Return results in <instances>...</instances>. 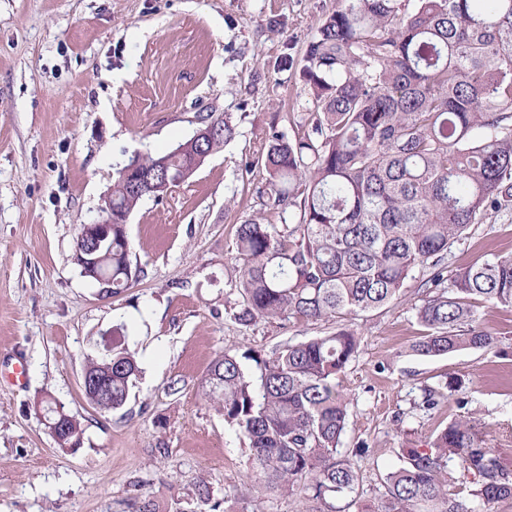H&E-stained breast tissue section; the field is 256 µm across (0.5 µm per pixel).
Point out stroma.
<instances>
[{"label":"stroma","instance_id":"obj_1","mask_svg":"<svg viewBox=\"0 0 512 512\" xmlns=\"http://www.w3.org/2000/svg\"><path fill=\"white\" fill-rule=\"evenodd\" d=\"M337 0H0V512H132L134 497L167 507L206 483L219 512H319L314 500L266 491L245 436L201 395L228 348L266 354L330 331L328 322L234 320L235 231L282 221L258 157L272 131L303 132L311 91L301 66ZM292 66L279 69L282 57ZM237 136L180 187L130 215L132 288L104 297L75 261L116 170L134 153L189 138L207 113ZM512 255V210L473 225L445 278ZM425 272L400 303L354 327L356 357L338 377L350 409L342 446L359 473L346 512H365L403 448L427 447L452 419L482 427L512 457V310L478 305L496 347L412 355ZM124 326L140 374L125 407L101 413L81 386L101 333ZM459 379L466 406L421 407L425 387ZM51 393L85 429L57 447L35 404Z\"/></svg>","mask_w":512,"mask_h":512}]
</instances>
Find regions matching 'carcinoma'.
Listing matches in <instances>:
<instances>
[{
  "mask_svg": "<svg viewBox=\"0 0 512 512\" xmlns=\"http://www.w3.org/2000/svg\"><path fill=\"white\" fill-rule=\"evenodd\" d=\"M312 91L307 131L275 132L262 151L273 205L285 224L248 219L236 228L238 274L233 317L243 325L295 319L336 329L268 354L226 349L201 382L203 397L249 441L254 477L281 494L300 485L324 512L355 492L358 473L342 455L347 398L336 379L356 357L357 317L402 299L416 269L431 290L416 309L415 356L488 349L494 336L476 324L472 301L512 310V256L494 255L445 284L442 262L470 227L512 207V0H340L304 54ZM224 135L189 138L165 153H136L134 172L160 161L177 179L194 158L236 136L227 115L204 125ZM485 131L475 139L472 132ZM157 185L139 194L123 170L112 181V243L97 251V276L112 293L144 273L132 265L127 221ZM256 364L258 375L245 365ZM140 368L115 331L112 393L92 402L103 413L125 405ZM44 416L61 422L59 448H78L84 429L45 394ZM371 512H494L512 500V459L488 446L471 420H451L428 448H402ZM455 464L473 476L471 498L448 495Z\"/></svg>",
  "mask_w": 512,
  "mask_h": 512,
  "instance_id": "1",
  "label": "carcinoma"
}]
</instances>
